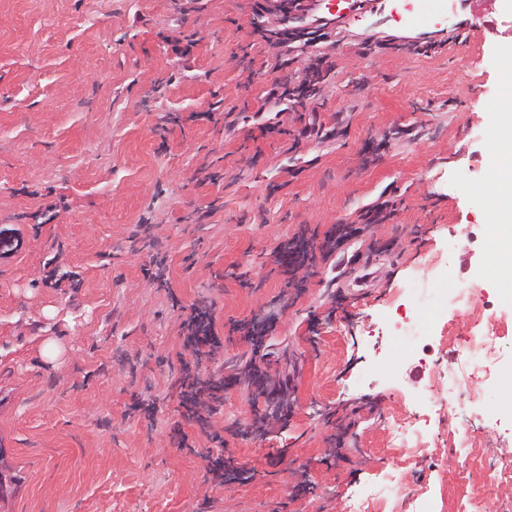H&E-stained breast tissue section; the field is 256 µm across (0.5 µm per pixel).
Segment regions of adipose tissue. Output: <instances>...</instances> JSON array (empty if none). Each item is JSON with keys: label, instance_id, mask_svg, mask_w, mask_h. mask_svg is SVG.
<instances>
[{"label": "adipose tissue", "instance_id": "adipose-tissue-1", "mask_svg": "<svg viewBox=\"0 0 512 512\" xmlns=\"http://www.w3.org/2000/svg\"><path fill=\"white\" fill-rule=\"evenodd\" d=\"M502 120L496 129L497 148L491 157L493 188L498 199V220L488 228V239L500 253L499 284L512 290V80H507Z\"/></svg>", "mask_w": 512, "mask_h": 512}]
</instances>
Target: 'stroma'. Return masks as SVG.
I'll list each match as a JSON object with an SVG mask.
<instances>
[{
	"label": "stroma",
	"mask_w": 512,
	"mask_h": 512,
	"mask_svg": "<svg viewBox=\"0 0 512 512\" xmlns=\"http://www.w3.org/2000/svg\"><path fill=\"white\" fill-rule=\"evenodd\" d=\"M204 2L0 0V468L20 479L0 512H342L390 470L403 488L369 512H413L420 495L435 512H503L512 482L488 483L480 463H512L508 382L448 398L442 376L491 328L512 365V296L484 246L512 11L457 0L416 23L399 0H365L356 20L318 0L306 18H332L318 49L334 69L315 107L337 136L296 146L253 119L280 73L278 47L250 31L276 15ZM180 35L197 38L192 59L172 53ZM214 103L219 122L199 119ZM387 199L395 215L364 223ZM138 224L147 236L133 237ZM339 224L361 233L322 258ZM301 231L315 261L286 303L273 248ZM158 253L164 287L146 273ZM357 267L374 276L358 297ZM50 271L60 287L45 285ZM472 285L471 308L443 311L426 351L394 338L418 290ZM204 297L224 356L200 373L232 381L210 423L255 472L229 487L208 480L215 447L180 414L175 385L181 310ZM270 314L274 415L236 378L251 354L236 323ZM144 395L158 399L150 421L130 411ZM262 414L265 434L251 433ZM398 420L422 438L394 442Z\"/></svg>",
	"instance_id": "stroma-1"
}]
</instances>
